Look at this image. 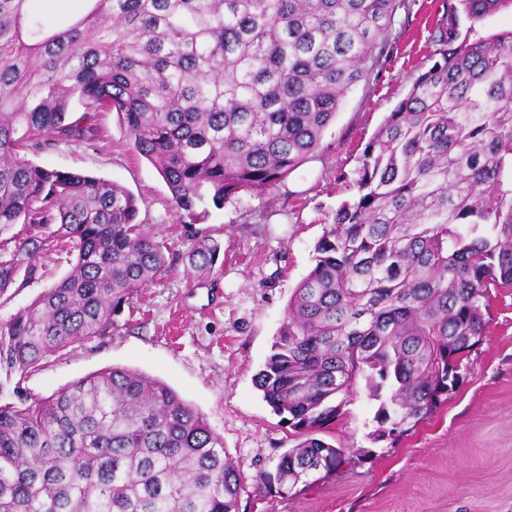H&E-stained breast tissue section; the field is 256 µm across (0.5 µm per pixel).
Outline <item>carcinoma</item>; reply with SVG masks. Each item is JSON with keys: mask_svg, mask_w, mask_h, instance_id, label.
I'll return each instance as SVG.
<instances>
[{"mask_svg": "<svg viewBox=\"0 0 512 512\" xmlns=\"http://www.w3.org/2000/svg\"><path fill=\"white\" fill-rule=\"evenodd\" d=\"M59 19L0 0V304L37 260L71 271L0 321V512H240L224 439L175 390L112 367L33 398L49 357L108 336L171 264L135 196L24 156L82 143L115 112L188 219L194 273L220 244L194 227L240 192L266 193L319 148L369 82L411 0H87ZM512 0H456L432 67L365 144L352 190L313 248L254 384L296 445L254 492L286 498L347 463L320 434L364 382L377 437L427 420L486 336L491 291L512 293V30L470 38ZM471 22L467 34L458 21Z\"/></svg>", "mask_w": 512, "mask_h": 512, "instance_id": "carcinoma-1", "label": "carcinoma"}]
</instances>
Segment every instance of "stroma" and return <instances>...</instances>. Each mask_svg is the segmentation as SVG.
Wrapping results in <instances>:
<instances>
[{"label": "stroma", "instance_id": "stroma-1", "mask_svg": "<svg viewBox=\"0 0 512 512\" xmlns=\"http://www.w3.org/2000/svg\"><path fill=\"white\" fill-rule=\"evenodd\" d=\"M448 0H416L397 14L371 79L347 94L319 149L272 192L241 193L209 208L207 234L224 249L202 279L186 278L183 215L157 170L130 149L117 113L92 119L93 139L33 154L38 165L114 181L137 199L141 224L167 243L175 269L117 318L112 335L51 356L24 382L46 398L117 366L171 386L224 439L243 478V512H512V294L492 301L487 335L465 361L463 381L429 420L396 441L374 440L376 402L358 397L326 434L349 465L286 499L256 496L259 471L274 470L293 445L288 425L263 401L253 376L270 351L288 300L312 267L328 217L350 195L364 145L417 76L435 61V26ZM73 260L43 258L23 289L0 306L7 319L65 276Z\"/></svg>", "mask_w": 512, "mask_h": 512}]
</instances>
